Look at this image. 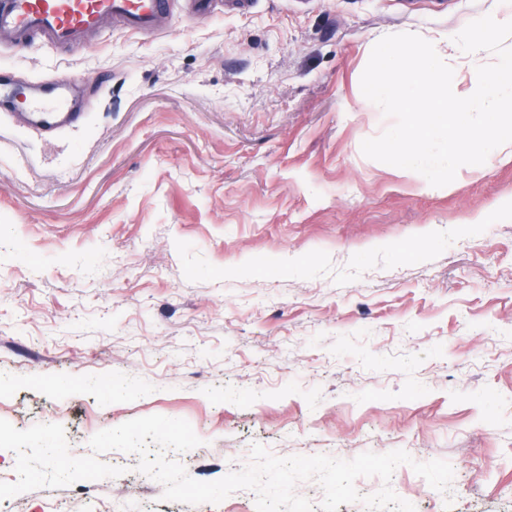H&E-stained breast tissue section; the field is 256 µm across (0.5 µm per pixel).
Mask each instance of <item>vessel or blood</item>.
Returning a JSON list of instances; mask_svg holds the SVG:
<instances>
[{
	"mask_svg": "<svg viewBox=\"0 0 512 512\" xmlns=\"http://www.w3.org/2000/svg\"><path fill=\"white\" fill-rule=\"evenodd\" d=\"M173 0H0V47L14 51L39 40L68 46L119 23L135 36L158 35L169 26ZM0 102L17 126L56 137L88 117L64 75L0 78Z\"/></svg>",
	"mask_w": 512,
	"mask_h": 512,
	"instance_id": "vessel-or-blood-1",
	"label": "vessel or blood"
}]
</instances>
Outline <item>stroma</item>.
I'll return each instance as SVG.
<instances>
[{"instance_id": "35a3bbf8", "label": "stroma", "mask_w": 512, "mask_h": 512, "mask_svg": "<svg viewBox=\"0 0 512 512\" xmlns=\"http://www.w3.org/2000/svg\"><path fill=\"white\" fill-rule=\"evenodd\" d=\"M501 0H254L157 36L105 25L68 49L0 50L67 74L85 123L47 140L0 112V419L63 427L73 456L149 415L190 423L177 454L210 482L272 454L411 466L416 512H512V158L452 190L363 155L394 123L361 100L382 37L459 33ZM120 476L0 500V512H256L255 495L163 500Z\"/></svg>"}]
</instances>
